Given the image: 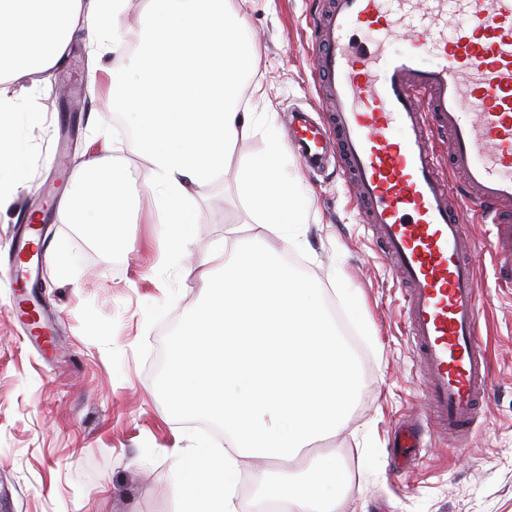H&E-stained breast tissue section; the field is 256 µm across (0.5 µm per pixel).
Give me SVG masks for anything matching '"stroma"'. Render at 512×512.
<instances>
[{"instance_id": "obj_1", "label": "stroma", "mask_w": 512, "mask_h": 512, "mask_svg": "<svg viewBox=\"0 0 512 512\" xmlns=\"http://www.w3.org/2000/svg\"><path fill=\"white\" fill-rule=\"evenodd\" d=\"M322 5L249 0L246 9L259 59L241 104L274 113L283 136L294 111H311L318 98L311 23ZM118 64L110 54L92 61L79 36L52 73L12 87L22 97L12 130L28 180L0 209V512H175V453L187 440L155 393L154 373L166 330L202 297L200 263L232 225L282 252L324 288L359 356V399L344 429L316 445L344 465L348 512H512V270L494 255L491 225L462 213L489 383L461 445L438 430L426 408L404 290L380 258L335 160L309 170L296 152L286 156L302 195L312 200L310 249L295 251L257 224L238 192L239 166L264 152V129L239 140L225 175L198 190L189 257L163 266L145 163L131 151L135 125L113 102L105 79L106 69ZM93 156L114 157L131 170V221L122 227L131 249L105 247L94 227L70 223L57 209L76 189L80 164ZM34 213L45 226L42 335L18 314L27 291L11 274L14 229ZM61 248L69 258L64 274L56 262ZM411 421L421 446L402 468L395 432Z\"/></svg>"}]
</instances>
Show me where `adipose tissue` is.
I'll return each mask as SVG.
<instances>
[{"mask_svg": "<svg viewBox=\"0 0 512 512\" xmlns=\"http://www.w3.org/2000/svg\"><path fill=\"white\" fill-rule=\"evenodd\" d=\"M82 26L93 54L130 58L126 68L112 70V89L136 117L133 152L147 164L144 182L162 224L159 249L164 258H181L195 236L196 189L222 175L239 139L270 122L268 113L244 112L238 103L242 79L258 57L240 0H142L135 28L125 23L123 0H0V144L19 106L7 84L56 68ZM286 152L270 130L264 153L241 166L238 190L265 227L302 247L307 212L297 178L284 168ZM130 177L127 165L87 159L79 179L103 186V195L92 207L66 199V215L100 229L107 247L126 246L120 228L128 221Z\"/></svg>", "mask_w": 512, "mask_h": 512, "instance_id": "ef3b65f1", "label": "adipose tissue"}]
</instances>
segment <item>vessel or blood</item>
<instances>
[{
	"label": "vessel or blood",
	"mask_w": 512,
	"mask_h": 512,
	"mask_svg": "<svg viewBox=\"0 0 512 512\" xmlns=\"http://www.w3.org/2000/svg\"><path fill=\"white\" fill-rule=\"evenodd\" d=\"M319 22L330 125L298 113L295 144L313 166L338 147L352 199L405 289L425 403L464 435L488 359L459 216L472 209L492 225L495 253L512 255V0H327ZM397 31L410 49L392 48ZM438 133L450 139L444 174Z\"/></svg>",
	"instance_id": "obj_1"
}]
</instances>
